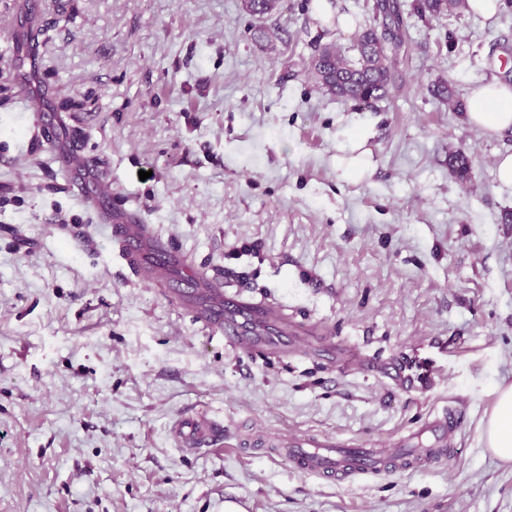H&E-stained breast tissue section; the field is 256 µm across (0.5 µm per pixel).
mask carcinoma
I'll return each instance as SVG.
<instances>
[{
    "instance_id": "cac0c4a2",
    "label": "carcinoma",
    "mask_w": 512,
    "mask_h": 512,
    "mask_svg": "<svg viewBox=\"0 0 512 512\" xmlns=\"http://www.w3.org/2000/svg\"><path fill=\"white\" fill-rule=\"evenodd\" d=\"M282 0H243L248 14L259 18L270 17L280 11ZM467 8V0H415V10L424 19L437 18L456 10ZM400 28L399 8L392 0H380L372 19L359 26L349 55L332 42L317 49L306 63V72L314 88L323 95L351 101L360 110H368L388 96L393 83L395 62L389 60L383 36L392 34L401 39L395 30ZM434 91L448 100V108L461 112L464 104L453 99L448 84L438 79ZM85 96L80 89L71 88L61 101L64 110L80 109ZM448 165L461 178L468 176L470 162L462 152L448 156Z\"/></svg>"
}]
</instances>
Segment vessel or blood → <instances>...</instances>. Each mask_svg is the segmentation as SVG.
Instances as JSON below:
<instances>
[{
    "label": "vessel or blood",
    "instance_id": "obj_1",
    "mask_svg": "<svg viewBox=\"0 0 512 512\" xmlns=\"http://www.w3.org/2000/svg\"><path fill=\"white\" fill-rule=\"evenodd\" d=\"M72 157V149L67 148L59 151L56 161L67 172L78 197L95 211L99 223L109 227L113 240L119 244L121 258L147 283L166 280L170 259L165 247L153 241L148 225L142 224L138 216L112 209L103 195L92 192L85 180V170L77 168ZM176 299L204 327L221 331L226 340L246 348L258 344L272 348L285 346L301 334L298 326L282 327L274 323L263 305L243 302L217 288L180 293ZM457 428L455 415L433 419L427 430L429 447L411 457L398 451L386 456L372 448H343L333 441L319 442L306 436L278 439L277 452L302 473L340 479L377 474L396 463L406 470L435 463L448 444L449 434ZM219 430L216 422L199 416L182 418L174 433L183 448L196 450L209 446Z\"/></svg>",
    "mask_w": 512,
    "mask_h": 512
}]
</instances>
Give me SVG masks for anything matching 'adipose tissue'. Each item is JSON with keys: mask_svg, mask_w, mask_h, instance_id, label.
<instances>
[{"mask_svg": "<svg viewBox=\"0 0 512 512\" xmlns=\"http://www.w3.org/2000/svg\"><path fill=\"white\" fill-rule=\"evenodd\" d=\"M470 126L489 137L512 132V85L492 79L479 81L468 95ZM486 446L498 459L512 462V383L502 384L494 411L485 425Z\"/></svg>", "mask_w": 512, "mask_h": 512, "instance_id": "ef3b65f1", "label": "adipose tissue"}]
</instances>
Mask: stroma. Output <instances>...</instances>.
I'll use <instances>...</instances> for the list:
<instances>
[{"label": "stroma", "mask_w": 512, "mask_h": 512, "mask_svg": "<svg viewBox=\"0 0 512 512\" xmlns=\"http://www.w3.org/2000/svg\"><path fill=\"white\" fill-rule=\"evenodd\" d=\"M396 2L399 78L361 111L305 64L352 45L332 14L363 23L377 0H286L265 19L243 0H0L28 25L0 30V512H512V464L483 435L512 382V187L495 167L512 133L482 135L433 93L512 84V0L489 20ZM75 83L84 109L60 110ZM25 89L52 134L18 112ZM358 128L361 181L336 167ZM50 136L225 293L320 326L341 357L203 331L124 264ZM446 407L456 437L413 470L336 483L254 443L386 448ZM197 413L223 438L189 451L172 430Z\"/></svg>", "instance_id": "35a3bbf8"}]
</instances>
